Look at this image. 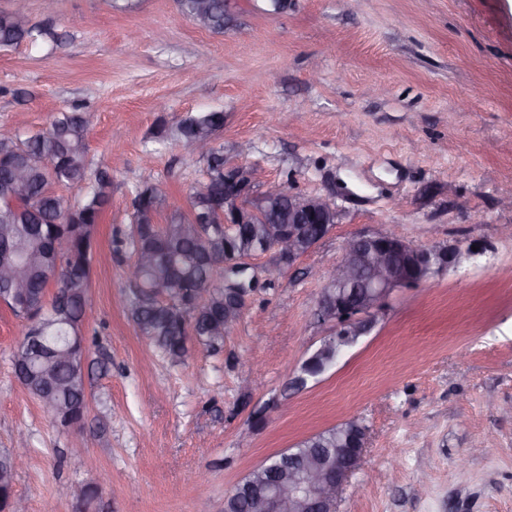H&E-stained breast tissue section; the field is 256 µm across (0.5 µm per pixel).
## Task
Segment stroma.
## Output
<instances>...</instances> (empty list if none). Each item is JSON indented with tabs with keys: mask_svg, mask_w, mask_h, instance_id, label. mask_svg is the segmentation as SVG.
Masks as SVG:
<instances>
[{
	"mask_svg": "<svg viewBox=\"0 0 512 512\" xmlns=\"http://www.w3.org/2000/svg\"><path fill=\"white\" fill-rule=\"evenodd\" d=\"M27 14L59 40L0 48V133L88 112L91 169L112 176L98 249L129 233L142 183L189 212L207 164L157 130L190 113L223 112L217 143L260 170L255 194L286 183L337 210L293 267L255 256L223 348L191 346L178 365L124 308L128 254L93 265L75 427L19 383V321L0 305V452L31 449L13 485L28 512H197L202 498L224 512L252 469L352 414L369 439L336 512H512V0H228L220 33L176 0H28ZM361 231L453 246L461 263L396 292L368 336L294 387L333 331L313 317L323 282Z\"/></svg>",
	"mask_w": 512,
	"mask_h": 512,
	"instance_id": "1",
	"label": "stroma"
}]
</instances>
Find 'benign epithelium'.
Returning a JSON list of instances; mask_svg holds the SVG:
<instances>
[{
	"instance_id": "obj_1",
	"label": "benign epithelium",
	"mask_w": 512,
	"mask_h": 512,
	"mask_svg": "<svg viewBox=\"0 0 512 512\" xmlns=\"http://www.w3.org/2000/svg\"><path fill=\"white\" fill-rule=\"evenodd\" d=\"M237 173L241 183L230 185L224 192V204L217 208L224 225L229 217L252 224L264 219L263 211L273 213L276 223L266 226L265 243L272 250L288 255V265L311 252L333 230L336 207L325 195H304L278 185L265 198L252 196L257 172L253 168L224 167V173ZM320 225L311 237L303 225ZM458 259L456 249L447 246L421 248L402 237L384 232H361L345 244L341 261L326 280L317 300L318 320L329 323L334 335L323 342L302 365L303 374L295 384L303 386L307 376L326 368L318 365L322 353L336 346V337L346 336L356 344L368 335L377 323L378 315L389 298L399 290L414 288L427 282L433 275L453 267ZM0 274L12 281L14 292L24 290L21 268L5 265ZM247 289L237 292V303L232 311L224 313V330L234 327L245 306ZM42 313L31 316L33 329L28 336L29 348L40 352L41 376L67 357V354L46 344L38 324ZM343 425L351 428L358 448L352 453L329 458L311 452L302 459L288 455V465L276 474L274 482L252 500L258 512H336V501L348 475L360 464L368 444V428L351 416Z\"/></svg>"
}]
</instances>
